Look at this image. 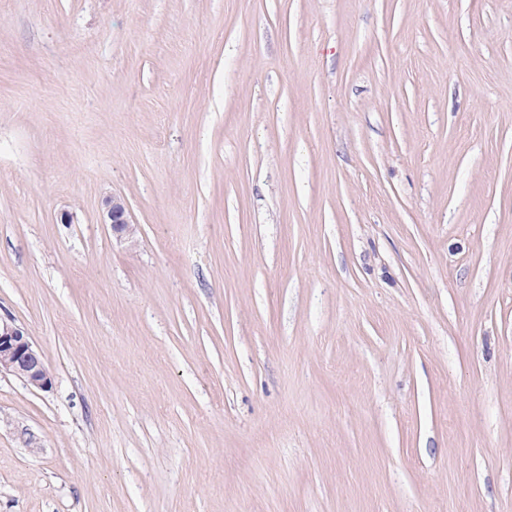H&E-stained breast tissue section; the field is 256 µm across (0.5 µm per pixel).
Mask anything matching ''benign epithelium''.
Wrapping results in <instances>:
<instances>
[{
	"label": "benign epithelium",
	"instance_id": "1",
	"mask_svg": "<svg viewBox=\"0 0 512 512\" xmlns=\"http://www.w3.org/2000/svg\"><path fill=\"white\" fill-rule=\"evenodd\" d=\"M103 223L119 242L135 244L136 224L127 203L119 196L106 200ZM12 375L27 387L45 391L52 387V377L40 351L26 332L11 320H0V374Z\"/></svg>",
	"mask_w": 512,
	"mask_h": 512
}]
</instances>
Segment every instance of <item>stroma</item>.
<instances>
[{
    "instance_id": "obj_1",
    "label": "stroma",
    "mask_w": 512,
    "mask_h": 512,
    "mask_svg": "<svg viewBox=\"0 0 512 512\" xmlns=\"http://www.w3.org/2000/svg\"><path fill=\"white\" fill-rule=\"evenodd\" d=\"M0 318V512H512V0H0ZM103 224H109L112 238L116 241L135 244L136 224L132 222L127 203L120 196L106 200ZM12 375L27 387L45 391L52 377L40 351L12 320L0 318V374Z\"/></svg>"
}]
</instances>
